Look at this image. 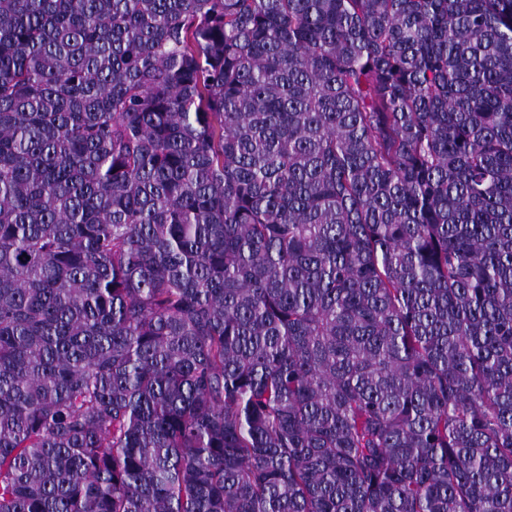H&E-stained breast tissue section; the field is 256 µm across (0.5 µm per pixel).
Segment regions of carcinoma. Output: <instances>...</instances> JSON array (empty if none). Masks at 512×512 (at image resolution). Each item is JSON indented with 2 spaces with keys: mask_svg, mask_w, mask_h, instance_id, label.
<instances>
[{
  "mask_svg": "<svg viewBox=\"0 0 512 512\" xmlns=\"http://www.w3.org/2000/svg\"><path fill=\"white\" fill-rule=\"evenodd\" d=\"M0 512H512V0H0Z\"/></svg>",
  "mask_w": 512,
  "mask_h": 512,
  "instance_id": "carcinoma-1",
  "label": "carcinoma"
}]
</instances>
